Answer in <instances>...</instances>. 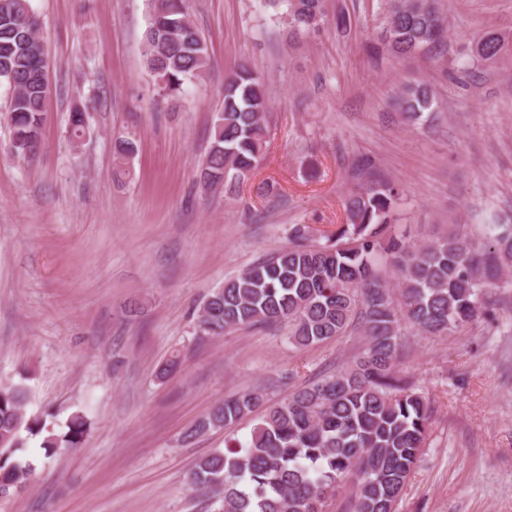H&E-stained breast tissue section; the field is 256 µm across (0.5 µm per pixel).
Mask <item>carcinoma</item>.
Segmentation results:
<instances>
[{
    "label": "carcinoma",
    "instance_id": "carcinoma-1",
    "mask_svg": "<svg viewBox=\"0 0 512 512\" xmlns=\"http://www.w3.org/2000/svg\"><path fill=\"white\" fill-rule=\"evenodd\" d=\"M438 0H385L382 42L392 54L425 50L447 36ZM145 63L160 95L174 100L205 80L211 58L185 0H149ZM284 19L285 38L300 45L328 22L325 0H265ZM474 58L495 60L509 38L479 31ZM12 89L5 121L18 155L32 152L49 94L44 46L30 0H0V83ZM422 83L407 84L398 107L409 122L433 111ZM268 105L263 79L246 64L224 78L221 111L211 147L198 169L204 185L236 194L267 151ZM88 130L86 107L69 114V136ZM138 151L131 138L114 143V177L131 174ZM399 194L390 181H373L344 200L346 223L325 237L292 228L290 245L211 290L198 333L270 327L288 322L299 349L331 341L352 328L364 344L345 368L296 389L272 405L244 441L201 458L189 477L198 489L222 493L219 512H327L350 490L353 512H395L428 440L430 403L413 377L398 368L401 336L456 332L480 319L495 290L512 285V224H490L476 238L450 229L420 245L385 238ZM28 390L0 382V497L21 490L32 465L16 457L26 436L41 437L46 453L83 445L91 423L76 412L58 433L26 416ZM264 403L258 389L224 399L185 435L194 438L230 426Z\"/></svg>",
    "mask_w": 512,
    "mask_h": 512
}]
</instances>
